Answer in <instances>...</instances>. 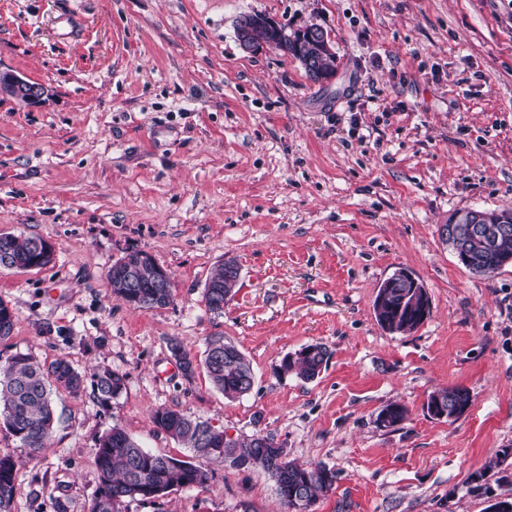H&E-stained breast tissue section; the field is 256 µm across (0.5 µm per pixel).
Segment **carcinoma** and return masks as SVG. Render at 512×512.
I'll return each instance as SVG.
<instances>
[{
  "label": "carcinoma",
  "mask_w": 512,
  "mask_h": 512,
  "mask_svg": "<svg viewBox=\"0 0 512 512\" xmlns=\"http://www.w3.org/2000/svg\"><path fill=\"white\" fill-rule=\"evenodd\" d=\"M258 38L267 46L293 56L302 55L319 59L318 69L306 71L314 82L320 76L334 72L331 62L334 55L321 54L317 46L303 38L292 41L286 28L275 22L257 26ZM453 242L471 254L469 271L487 275L503 267L502 259L512 256V226L506 233L482 237L475 236L468 224H454L448 228ZM43 239L37 237H4L0 239V268H29L37 263ZM155 269L144 270L139 288H127L107 273L109 286L114 294L136 309L158 308L173 301L174 288H157ZM239 277L219 265L207 279L203 298L213 312L224 309ZM377 324L390 334L404 335L418 329L430 316L431 304L423 285L402 279L394 271L379 287L372 303ZM14 323L12 309L0 301V340L10 336ZM314 352L291 359L284 356L281 367L285 374L296 373L311 381L319 376L328 362L330 352L322 343L313 344ZM171 351L190 366L203 368L214 388L228 400L247 395L254 385V373L247 356L232 342L222 338L207 342L202 359L193 361L180 342H171ZM91 389L94 399L102 406H109L126 389L125 376L107 366L89 373L77 371L65 356L45 364L29 353H17L0 362V420L31 455L38 454L50 440L57 418L52 392L64 390L78 392ZM471 406L468 389L452 386L431 393L427 399V413L454 422ZM407 411L397 402L384 405L376 423L382 428L394 429L406 420ZM154 424L178 442L184 443L190 455L183 460L151 452L141 447L118 425L103 434L95 448V465L99 486L92 499L90 512H121L125 499L153 501L157 495H167L180 488L204 484L207 471L194 463L196 459L218 461L228 467H261L276 485V492L283 512H315V506L332 489L335 475L326 466L299 464L288 459L283 448L261 445L255 435H238L233 442L224 439L225 431L210 422L169 408H159L152 416ZM512 456V448H503L497 460L483 471L472 475V490L493 501L489 473L496 471L495 482H512V472L505 466ZM17 463L9 455L0 456V512H12L15 493Z\"/></svg>",
  "instance_id": "cac0c4a2"
}]
</instances>
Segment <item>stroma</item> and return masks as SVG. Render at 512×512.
<instances>
[{
    "label": "stroma",
    "mask_w": 512,
    "mask_h": 512,
    "mask_svg": "<svg viewBox=\"0 0 512 512\" xmlns=\"http://www.w3.org/2000/svg\"><path fill=\"white\" fill-rule=\"evenodd\" d=\"M253 12L322 28L334 79L244 51L236 21ZM0 68L49 89L36 106L0 95V234L55 247L47 267L0 269L14 315L0 361L64 355L127 384L107 407L87 390L55 396L35 456L0 426L18 463L12 512H89L96 444L115 425L186 456L159 408L326 465L336 479L316 512H486L469 487L512 448V265L474 275L438 229L512 208V0H0ZM134 249L173 273L170 305L112 293L107 271ZM227 257L241 278L217 314L203 289ZM400 267L431 302L405 336L372 310ZM218 337L255 374L234 401L170 351L177 339L198 358ZM311 343L331 352L319 377L281 374ZM457 385L468 411L432 419L429 394ZM393 401L406 421L377 427ZM202 466L205 484L122 512H280L261 468Z\"/></svg>",
    "instance_id": "obj_1"
}]
</instances>
